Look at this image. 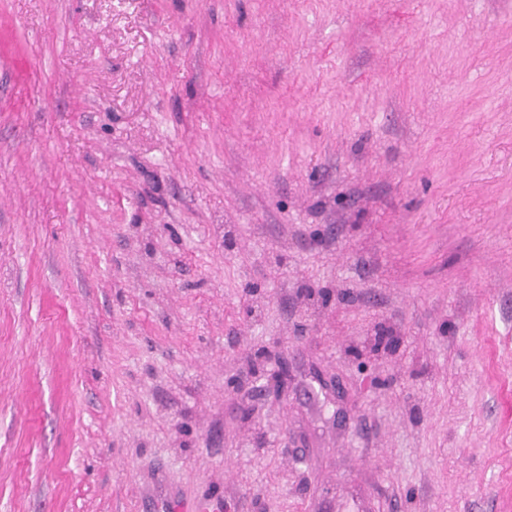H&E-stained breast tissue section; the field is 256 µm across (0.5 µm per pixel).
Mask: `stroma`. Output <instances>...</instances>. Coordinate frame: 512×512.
<instances>
[{
    "label": "stroma",
    "instance_id": "stroma-1",
    "mask_svg": "<svg viewBox=\"0 0 512 512\" xmlns=\"http://www.w3.org/2000/svg\"><path fill=\"white\" fill-rule=\"evenodd\" d=\"M158 495L512 512V0H0V512Z\"/></svg>",
    "mask_w": 512,
    "mask_h": 512
}]
</instances>
